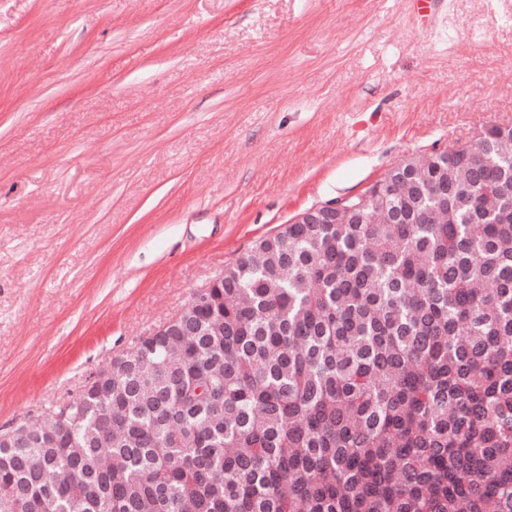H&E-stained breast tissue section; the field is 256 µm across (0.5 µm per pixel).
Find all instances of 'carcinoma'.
<instances>
[{
	"mask_svg": "<svg viewBox=\"0 0 512 512\" xmlns=\"http://www.w3.org/2000/svg\"><path fill=\"white\" fill-rule=\"evenodd\" d=\"M282 224L0 441V512H512V129Z\"/></svg>",
	"mask_w": 512,
	"mask_h": 512,
	"instance_id": "obj_1",
	"label": "carcinoma"
}]
</instances>
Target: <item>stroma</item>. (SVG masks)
I'll list each match as a JSON object with an SVG mask.
<instances>
[{
	"instance_id": "35a3bbf8",
	"label": "stroma",
	"mask_w": 512,
	"mask_h": 512,
	"mask_svg": "<svg viewBox=\"0 0 512 512\" xmlns=\"http://www.w3.org/2000/svg\"><path fill=\"white\" fill-rule=\"evenodd\" d=\"M512 123V0H0V428L297 213Z\"/></svg>"
}]
</instances>
